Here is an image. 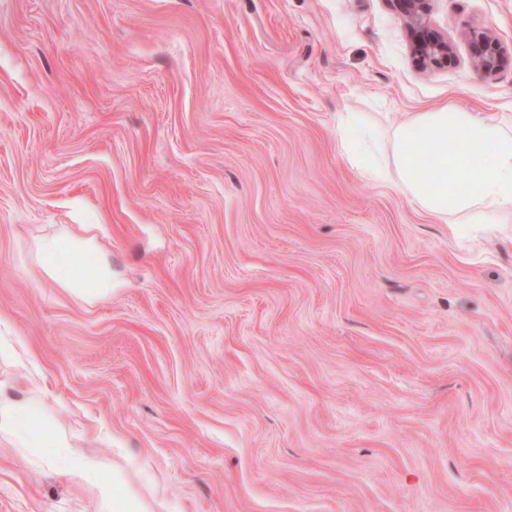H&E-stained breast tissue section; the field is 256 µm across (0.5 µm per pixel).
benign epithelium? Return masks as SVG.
I'll use <instances>...</instances> for the list:
<instances>
[{
  "label": "benign epithelium",
  "instance_id": "7a95c632",
  "mask_svg": "<svg viewBox=\"0 0 512 512\" xmlns=\"http://www.w3.org/2000/svg\"><path fill=\"white\" fill-rule=\"evenodd\" d=\"M410 36L414 64L423 71H433L446 64L453 54V45L447 38L434 32L430 26L432 0H394ZM470 47L472 67L484 76L499 72L512 64V47H506L498 38L483 28H471L465 33Z\"/></svg>",
  "mask_w": 512,
  "mask_h": 512
}]
</instances>
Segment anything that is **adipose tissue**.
<instances>
[{
    "label": "adipose tissue",
    "instance_id": "ef3b65f1",
    "mask_svg": "<svg viewBox=\"0 0 512 512\" xmlns=\"http://www.w3.org/2000/svg\"><path fill=\"white\" fill-rule=\"evenodd\" d=\"M336 141L352 167L397 189L451 235L512 214V116L491 119L446 105L381 127L361 113L342 112ZM38 248L48 275L76 295L92 301L111 294L112 270L89 242L63 235L42 240ZM82 255L93 258L87 277L74 273ZM69 472L98 492L102 512H150L126 492L121 474L104 479L98 466L83 461Z\"/></svg>",
    "mask_w": 512,
    "mask_h": 512
}]
</instances>
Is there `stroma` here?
I'll return each instance as SVG.
<instances>
[{
	"instance_id": "1",
	"label": "stroma",
	"mask_w": 512,
	"mask_h": 512,
	"mask_svg": "<svg viewBox=\"0 0 512 512\" xmlns=\"http://www.w3.org/2000/svg\"><path fill=\"white\" fill-rule=\"evenodd\" d=\"M426 72L393 0H0V383L151 512H512V239L449 235L342 158L336 115H512L433 0ZM91 239L110 296L45 273ZM0 441V512H101ZM38 248L46 259L45 270L78 296L92 301L112 293V270L103 257L92 252L89 241L79 242L66 235L42 240ZM92 254L90 277H77L74 265L81 255Z\"/></svg>"
}]
</instances>
